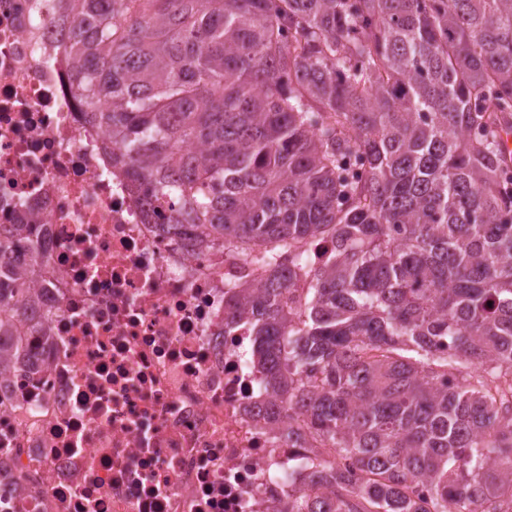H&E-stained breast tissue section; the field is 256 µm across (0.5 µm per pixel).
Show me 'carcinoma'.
Returning <instances> with one entry per match:
<instances>
[{"instance_id": "obj_1", "label": "carcinoma", "mask_w": 512, "mask_h": 512, "mask_svg": "<svg viewBox=\"0 0 512 512\" xmlns=\"http://www.w3.org/2000/svg\"><path fill=\"white\" fill-rule=\"evenodd\" d=\"M55 2L163 231L260 250L231 301L292 447L324 445L309 512H512V0ZM31 236L0 233V375Z\"/></svg>"}]
</instances>
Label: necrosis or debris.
Listing matches in <instances>:
<instances>
[{
    "instance_id": "obj_1",
    "label": "necrosis or debris",
    "mask_w": 512,
    "mask_h": 512,
    "mask_svg": "<svg viewBox=\"0 0 512 512\" xmlns=\"http://www.w3.org/2000/svg\"><path fill=\"white\" fill-rule=\"evenodd\" d=\"M52 3L0 0V224L48 257L32 355L0 380V512H272L307 424L266 418L251 324L224 323L253 257L160 231L80 110Z\"/></svg>"
}]
</instances>
